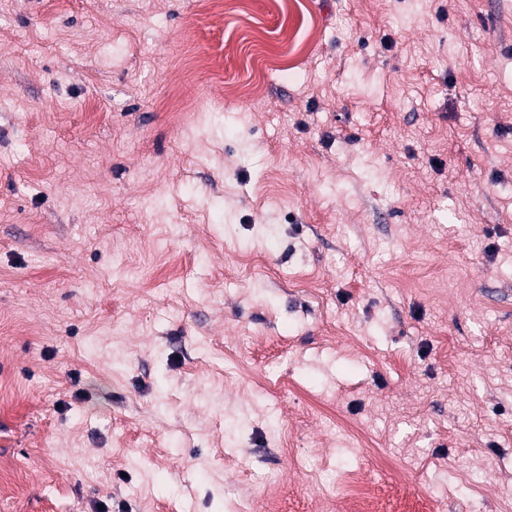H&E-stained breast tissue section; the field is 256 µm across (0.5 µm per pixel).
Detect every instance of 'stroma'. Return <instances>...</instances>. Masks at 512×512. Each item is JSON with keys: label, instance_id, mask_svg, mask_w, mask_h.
Returning a JSON list of instances; mask_svg holds the SVG:
<instances>
[{"label": "stroma", "instance_id": "1", "mask_svg": "<svg viewBox=\"0 0 512 512\" xmlns=\"http://www.w3.org/2000/svg\"><path fill=\"white\" fill-rule=\"evenodd\" d=\"M0 459V512H512V0H0Z\"/></svg>", "mask_w": 512, "mask_h": 512}]
</instances>
